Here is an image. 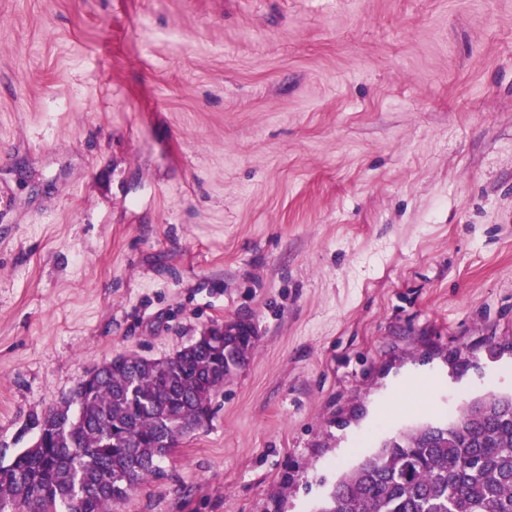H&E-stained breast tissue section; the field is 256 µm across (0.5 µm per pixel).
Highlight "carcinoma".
I'll return each instance as SVG.
<instances>
[{"mask_svg": "<svg viewBox=\"0 0 512 512\" xmlns=\"http://www.w3.org/2000/svg\"><path fill=\"white\" fill-rule=\"evenodd\" d=\"M224 356L188 345L175 362L137 355L107 363L102 379L37 422L41 441L0 462V504L14 512H111L212 412ZM449 426L383 444L346 472L321 512H512V396Z\"/></svg>", "mask_w": 512, "mask_h": 512, "instance_id": "carcinoma-1", "label": "carcinoma"}]
</instances>
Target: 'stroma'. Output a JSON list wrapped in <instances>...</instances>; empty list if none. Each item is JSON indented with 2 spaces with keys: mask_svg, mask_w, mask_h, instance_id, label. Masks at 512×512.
<instances>
[{
  "mask_svg": "<svg viewBox=\"0 0 512 512\" xmlns=\"http://www.w3.org/2000/svg\"><path fill=\"white\" fill-rule=\"evenodd\" d=\"M0 461L120 355L256 343L112 512H319L512 394V0H0Z\"/></svg>",
  "mask_w": 512,
  "mask_h": 512,
  "instance_id": "obj_1",
  "label": "stroma"
}]
</instances>
